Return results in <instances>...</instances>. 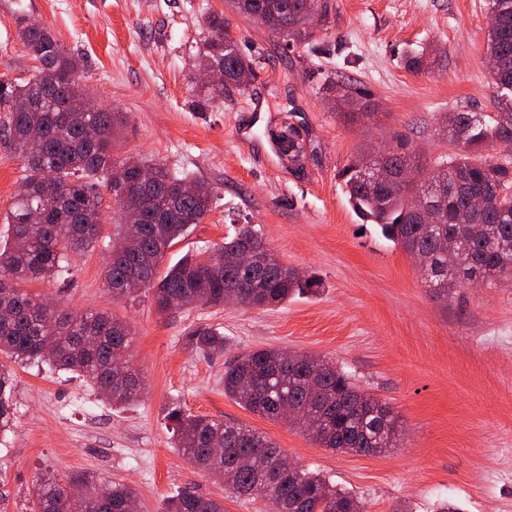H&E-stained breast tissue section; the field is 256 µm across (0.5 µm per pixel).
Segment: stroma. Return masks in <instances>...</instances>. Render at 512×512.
<instances>
[{
  "mask_svg": "<svg viewBox=\"0 0 512 512\" xmlns=\"http://www.w3.org/2000/svg\"><path fill=\"white\" fill-rule=\"evenodd\" d=\"M326 4L313 37L296 42L234 13L227 0H0V78H32L37 63L18 31L46 27L80 59L77 80L88 98L119 113L114 156L135 155L214 188L210 211L163 265L253 224L284 264L318 283L276 307L227 304L175 317L159 315L144 289L114 299L102 271L117 207L102 189L97 246L72 255L63 278L23 288L66 310L125 321L126 361L144 396L116 412L76 374L14 364L15 418L0 433V512H30L40 473L128 484L141 512H158L164 498L185 490L223 499L224 512H268L260 498L224 499L221 479L184 461L165 418L174 403L265 432L290 460L355 494L367 512H433L444 499L464 512H512V282L435 293L402 247L355 214L340 178L364 149L405 146L431 163L448 157L453 148L439 133L446 116L496 112L487 0ZM214 14L226 16L240 51L259 67L246 90L227 86L211 102L199 52ZM419 51L425 64L409 67ZM339 84L360 92L353 119L336 100ZM287 123L307 145L300 171L272 141ZM24 174L22 158L0 138L1 233ZM198 324L223 332V353L184 347L185 329ZM264 347L342 366L398 416V447L336 453L226 397L225 368Z\"/></svg>",
  "mask_w": 512,
  "mask_h": 512,
  "instance_id": "1",
  "label": "stroma"
}]
</instances>
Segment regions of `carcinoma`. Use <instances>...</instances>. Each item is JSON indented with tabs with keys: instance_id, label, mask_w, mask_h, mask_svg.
I'll return each mask as SVG.
<instances>
[{
	"instance_id": "obj_1",
	"label": "carcinoma",
	"mask_w": 512,
	"mask_h": 512,
	"mask_svg": "<svg viewBox=\"0 0 512 512\" xmlns=\"http://www.w3.org/2000/svg\"><path fill=\"white\" fill-rule=\"evenodd\" d=\"M234 10L261 20L274 34L304 42L310 24L325 12L320 0H231ZM487 52L502 66L491 70L500 90L499 111L457 112L442 136L456 152L432 168L427 159L404 149L384 156L362 154L342 172L355 212L380 227L382 234L417 257L428 286L439 294L478 280L491 283L512 275V155L498 162L482 159L489 144L512 148V0H488ZM205 67L224 71L226 84L243 88L241 76L253 73L255 60L242 55L224 15L209 17ZM19 40L40 65L25 84L0 80V135L26 161L23 185L6 217L7 240L0 247V354L13 362L41 361L58 370L78 372L113 407L124 409L141 398L142 380L128 365L113 366V354H124L131 331L104 313L77 314L50 305L17 284L52 280L68 270L69 255L95 247L106 185L118 207L115 243L103 268L106 286L117 298L142 288L153 290L163 316L225 303L231 290L239 304L263 308L285 303L314 286L302 280L268 250L260 230L243 224L209 254H186L162 273L165 251L211 210L214 189L195 182V194L182 193L180 177L160 164L154 178L125 187L132 199L121 204L112 185L117 170L133 173L145 166L127 156L112 155L113 113L82 111L84 90L70 78L79 61L44 27H24ZM98 128L96 141L83 129ZM278 154L301 170L306 142L291 124L273 134ZM393 175L391 185L368 180L378 163ZM486 200L481 212H469L473 195ZM42 209L44 222L28 223L31 209ZM251 247L263 253V266L248 269L235 256ZM187 349L204 354L224 352V333L195 325L184 334ZM11 368L0 364V431L14 420ZM224 394L252 413L283 418L286 404L297 409L292 421L307 430L322 448L370 455L398 447L399 424L390 407L367 394L335 363L319 356L262 348L239 355L224 370ZM174 442L182 458L203 472L224 478V493L236 499L266 500L270 512H366L353 493L336 487L320 473L278 465L283 455L268 435L237 422L192 415L181 406L168 408ZM224 445V455L211 452ZM266 455L271 467L263 475L248 459ZM72 482L38 477L33 481L35 512H139L136 491L114 482L104 499L98 490L73 494ZM160 512H224L216 500L183 491L162 502Z\"/></svg>"
}]
</instances>
